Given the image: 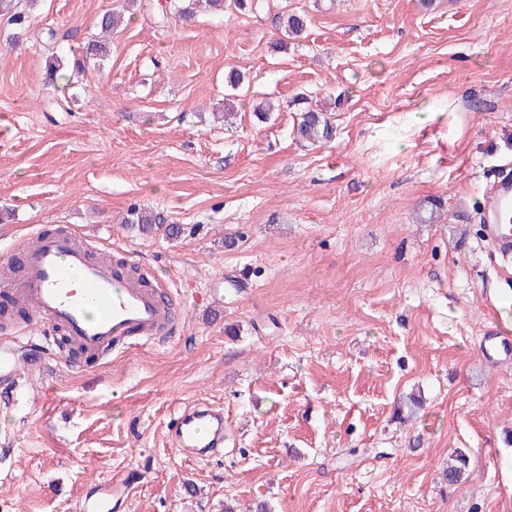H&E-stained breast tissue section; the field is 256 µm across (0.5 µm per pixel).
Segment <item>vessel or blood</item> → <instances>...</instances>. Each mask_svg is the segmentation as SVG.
Masks as SVG:
<instances>
[{
    "label": "vessel or blood",
    "instance_id": "obj_1",
    "mask_svg": "<svg viewBox=\"0 0 512 512\" xmlns=\"http://www.w3.org/2000/svg\"><path fill=\"white\" fill-rule=\"evenodd\" d=\"M483 235L503 257L512 256V169L498 173L482 211ZM21 270L0 281L11 302L31 312L36 340H0V395L13 398L21 386L18 364L49 351L58 337L80 353L98 356L138 339L159 343L179 334L181 321L149 280L146 268L95 253L90 241L68 229L38 231L19 248ZM168 430L173 447L192 456H211L224 446V410L210 403L184 407ZM124 482L100 481L79 512H112Z\"/></svg>",
    "mask_w": 512,
    "mask_h": 512
}]
</instances>
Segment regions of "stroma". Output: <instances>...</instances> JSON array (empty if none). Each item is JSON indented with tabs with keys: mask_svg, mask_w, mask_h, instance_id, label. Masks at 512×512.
I'll list each match as a JSON object with an SVG mask.
<instances>
[{
	"mask_svg": "<svg viewBox=\"0 0 512 512\" xmlns=\"http://www.w3.org/2000/svg\"><path fill=\"white\" fill-rule=\"evenodd\" d=\"M165 3L20 0L16 47L0 15V265L67 224L152 268L184 322L21 369L0 401V512H76L132 470L112 512H512V358L482 346L512 336V262L477 215L512 164V0H277L309 19L283 50L271 18L163 24ZM110 10L127 17L107 58L48 82L47 55L79 52ZM316 105L333 133L312 144L293 127ZM132 205L183 234L128 228ZM221 276L233 287L207 296ZM198 402L224 409L223 455L172 447Z\"/></svg>",
	"mask_w": 512,
	"mask_h": 512,
	"instance_id": "stroma-1",
	"label": "stroma"
}]
</instances>
